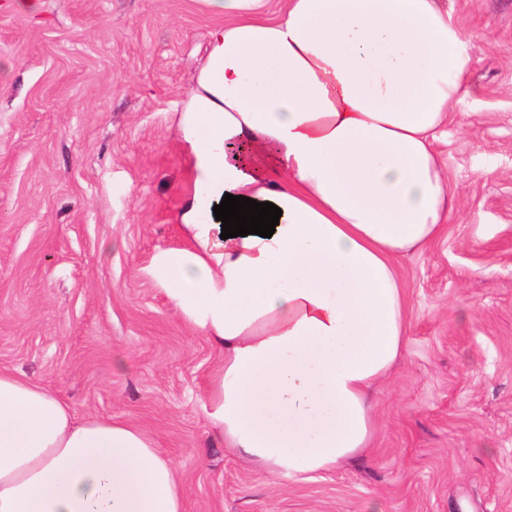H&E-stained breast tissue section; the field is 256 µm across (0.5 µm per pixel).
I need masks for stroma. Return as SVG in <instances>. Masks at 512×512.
Listing matches in <instances>:
<instances>
[{"instance_id": "35a3bbf8", "label": "stroma", "mask_w": 512, "mask_h": 512, "mask_svg": "<svg viewBox=\"0 0 512 512\" xmlns=\"http://www.w3.org/2000/svg\"><path fill=\"white\" fill-rule=\"evenodd\" d=\"M448 7L473 57L436 143L460 206L396 263L410 324L365 452L275 481L213 439L221 356L143 272L182 243L204 0H0V370L149 434L187 512H512V0Z\"/></svg>"}]
</instances>
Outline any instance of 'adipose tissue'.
<instances>
[{
	"label": "adipose tissue",
	"mask_w": 512,
	"mask_h": 512,
	"mask_svg": "<svg viewBox=\"0 0 512 512\" xmlns=\"http://www.w3.org/2000/svg\"><path fill=\"white\" fill-rule=\"evenodd\" d=\"M206 3L224 24L179 119L198 171L185 245L149 273L222 355L212 436L296 479L368 446L409 324L396 261L459 204L434 140L471 95L472 56L447 0ZM227 193L281 208L274 234L222 238ZM0 512H185V493L136 426L0 370Z\"/></svg>",
	"instance_id": "obj_1"
}]
</instances>
